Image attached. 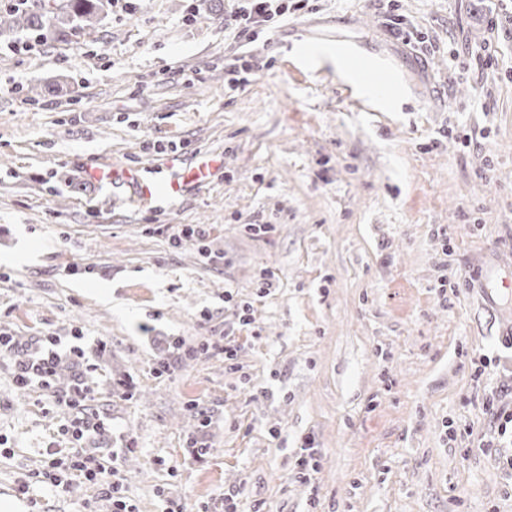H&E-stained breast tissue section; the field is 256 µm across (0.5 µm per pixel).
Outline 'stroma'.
Returning <instances> with one entry per match:
<instances>
[{"instance_id":"obj_1","label":"stroma","mask_w":512,"mask_h":512,"mask_svg":"<svg viewBox=\"0 0 512 512\" xmlns=\"http://www.w3.org/2000/svg\"><path fill=\"white\" fill-rule=\"evenodd\" d=\"M233 6L110 0L62 43L0 34V333H82L97 368L63 359L56 388L95 391L82 447L118 451L134 512L229 491L242 512H512V438L483 406L512 411V296L481 290L512 260V0H307L245 48ZM305 46L379 66L389 94ZM174 154L224 166L157 203L83 178ZM181 224L206 242L171 243ZM217 337L232 359L174 360ZM72 415L0 359V497L70 451ZM19 498L108 508L80 480Z\"/></svg>"}]
</instances>
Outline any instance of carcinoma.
<instances>
[{"label": "carcinoma", "instance_id": "cac0c4a2", "mask_svg": "<svg viewBox=\"0 0 512 512\" xmlns=\"http://www.w3.org/2000/svg\"><path fill=\"white\" fill-rule=\"evenodd\" d=\"M104 5L105 0H65L51 10H9L0 13V31H28L47 41L65 42L72 32L95 26Z\"/></svg>", "mask_w": 512, "mask_h": 512}]
</instances>
